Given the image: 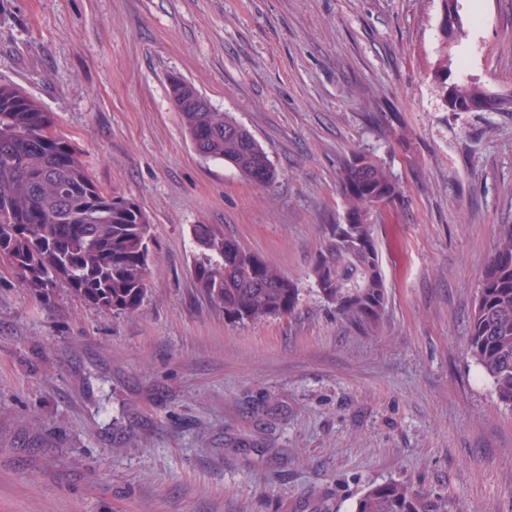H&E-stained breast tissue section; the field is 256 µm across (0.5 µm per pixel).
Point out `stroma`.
Returning a JSON list of instances; mask_svg holds the SVG:
<instances>
[{
	"instance_id": "obj_1",
	"label": "stroma",
	"mask_w": 512,
	"mask_h": 512,
	"mask_svg": "<svg viewBox=\"0 0 512 512\" xmlns=\"http://www.w3.org/2000/svg\"><path fill=\"white\" fill-rule=\"evenodd\" d=\"M459 5L447 45L442 0H0V82L146 211L156 249L128 315L62 286L37 302L0 264V512H349L388 481L512 512V411L466 352L512 224V111H447L433 74L447 52L451 81L512 92V0ZM173 75L253 134L273 183L195 151ZM363 150L401 187L371 217L377 336L310 277ZM193 224L274 261L296 313L228 321L196 287Z\"/></svg>"
}]
</instances>
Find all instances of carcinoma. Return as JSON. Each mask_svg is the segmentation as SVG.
Here are the masks:
<instances>
[{
    "label": "carcinoma",
    "mask_w": 512,
    "mask_h": 512,
    "mask_svg": "<svg viewBox=\"0 0 512 512\" xmlns=\"http://www.w3.org/2000/svg\"><path fill=\"white\" fill-rule=\"evenodd\" d=\"M462 101L488 95L455 85ZM169 95L199 155L224 162L268 185V156L245 127L207 105L187 80L172 76ZM345 220L326 230L311 277L336 314L376 332L387 284L371 214L393 203L400 187L371 153L355 152L340 168ZM150 218L133 201L112 196L93 179L80 149L56 129L52 113L22 89L0 83V261L33 296L46 300L59 284L84 301L133 313L148 293ZM194 273L200 292L224 317L254 322L293 314L301 289L270 259L212 224H193ZM468 354L512 409V224L501 225L484 266L470 319ZM351 512H448V503L396 481L368 488Z\"/></svg>",
    "instance_id": "obj_1"
}]
</instances>
